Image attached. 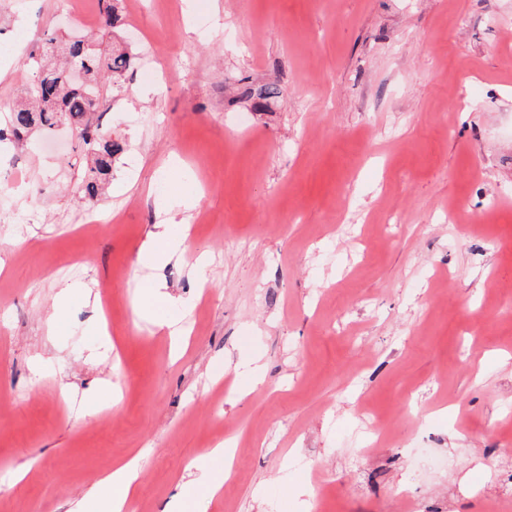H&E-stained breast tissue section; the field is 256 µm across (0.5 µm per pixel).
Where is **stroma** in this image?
Listing matches in <instances>:
<instances>
[{
	"instance_id": "stroma-1",
	"label": "stroma",
	"mask_w": 512,
	"mask_h": 512,
	"mask_svg": "<svg viewBox=\"0 0 512 512\" xmlns=\"http://www.w3.org/2000/svg\"><path fill=\"white\" fill-rule=\"evenodd\" d=\"M85 2L0 0V114L47 33L136 59L103 80L125 151L102 201L70 194L63 126L0 179V212L34 217L0 223V512H65L136 454L127 512H177L219 432L220 512H512V0H112L110 29ZM258 84L269 110L241 96ZM181 189L183 259L147 271ZM150 274L192 311L180 356L136 314Z\"/></svg>"
}]
</instances>
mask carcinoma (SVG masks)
<instances>
[{"label": "carcinoma", "instance_id": "cac0c4a2", "mask_svg": "<svg viewBox=\"0 0 512 512\" xmlns=\"http://www.w3.org/2000/svg\"><path fill=\"white\" fill-rule=\"evenodd\" d=\"M45 43L59 46L62 66L46 67L47 54L43 50L33 56L34 79L24 90L26 101L9 112L10 140L22 144L35 129L49 131L60 122L68 125L80 149L79 162L65 160L69 168H77L71 191L79 199L93 203L104 183L112 177L114 158L123 151V145L112 138V132L102 122L100 81L107 72L114 78L123 76L130 68L132 57L126 52L102 57L92 53L83 40L63 39L54 33L47 35ZM72 65L85 69L88 74L85 86L68 83L66 70ZM279 95L280 89L269 84L249 86L242 91L243 98L260 108Z\"/></svg>", "mask_w": 512, "mask_h": 512}]
</instances>
